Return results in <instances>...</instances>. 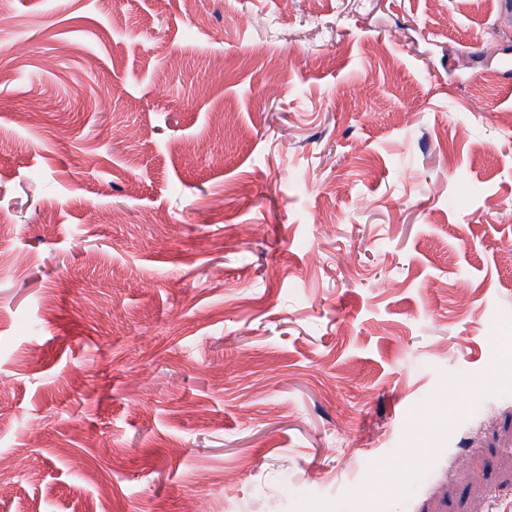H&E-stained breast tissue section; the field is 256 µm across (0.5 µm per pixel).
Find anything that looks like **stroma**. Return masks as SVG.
<instances>
[{"mask_svg": "<svg viewBox=\"0 0 512 512\" xmlns=\"http://www.w3.org/2000/svg\"><path fill=\"white\" fill-rule=\"evenodd\" d=\"M499 3L0 0V512H512Z\"/></svg>", "mask_w": 512, "mask_h": 512, "instance_id": "obj_1", "label": "stroma"}]
</instances>
